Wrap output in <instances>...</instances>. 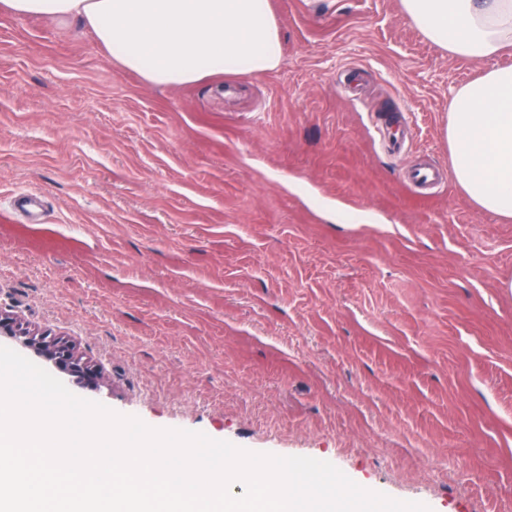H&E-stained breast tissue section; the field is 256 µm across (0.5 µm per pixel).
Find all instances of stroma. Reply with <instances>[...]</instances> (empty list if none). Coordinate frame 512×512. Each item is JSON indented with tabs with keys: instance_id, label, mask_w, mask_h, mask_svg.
Masks as SVG:
<instances>
[{
	"instance_id": "stroma-1",
	"label": "stroma",
	"mask_w": 512,
	"mask_h": 512,
	"mask_svg": "<svg viewBox=\"0 0 512 512\" xmlns=\"http://www.w3.org/2000/svg\"><path fill=\"white\" fill-rule=\"evenodd\" d=\"M269 6L275 70L176 87L78 23L0 16V312L149 427L512 512V222L455 184L445 138L480 66L399 0ZM0 335L9 336L22 347L30 349L44 360L52 362L57 368L78 374L90 384L97 385L100 373L87 363L82 362L68 342L58 339L47 340L46 336L31 333L12 317L4 316L2 312H0Z\"/></svg>"
}]
</instances>
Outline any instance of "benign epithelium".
Listing matches in <instances>:
<instances>
[{
	"mask_svg": "<svg viewBox=\"0 0 512 512\" xmlns=\"http://www.w3.org/2000/svg\"><path fill=\"white\" fill-rule=\"evenodd\" d=\"M0 335L8 336L22 347L32 350L36 355L53 363L57 368L78 374L87 382L95 385L99 372L76 356L73 348L65 341L47 339L38 336L20 326L13 318L0 313Z\"/></svg>",
	"mask_w": 512,
	"mask_h": 512,
	"instance_id": "obj_1",
	"label": "benign epithelium"
}]
</instances>
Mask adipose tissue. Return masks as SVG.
<instances>
[{
	"label": "adipose tissue",
	"instance_id": "adipose-tissue-1",
	"mask_svg": "<svg viewBox=\"0 0 512 512\" xmlns=\"http://www.w3.org/2000/svg\"><path fill=\"white\" fill-rule=\"evenodd\" d=\"M403 15L455 59L512 51V0H400ZM0 15L79 21L123 69L180 86L223 68L275 69L281 33L268 0H0ZM445 137L454 182L480 209L512 220V66L455 89Z\"/></svg>",
	"mask_w": 512,
	"mask_h": 512
}]
</instances>
